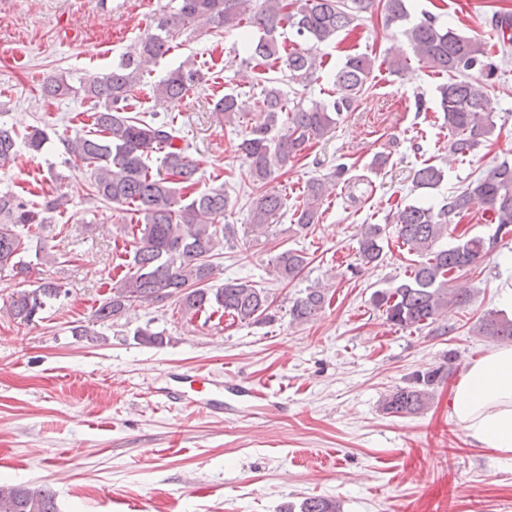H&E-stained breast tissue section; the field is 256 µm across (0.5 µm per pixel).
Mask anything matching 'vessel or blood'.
<instances>
[{
	"label": "vessel or blood",
	"instance_id": "vessel-or-blood-1",
	"mask_svg": "<svg viewBox=\"0 0 512 512\" xmlns=\"http://www.w3.org/2000/svg\"><path fill=\"white\" fill-rule=\"evenodd\" d=\"M191 380V374L173 373L154 392L167 402L214 416H235L246 411L267 415L277 407L268 392L248 381L214 379L208 391L199 395L188 390Z\"/></svg>",
	"mask_w": 512,
	"mask_h": 512
}]
</instances>
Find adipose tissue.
<instances>
[{"label":"adipose tissue","mask_w":512,"mask_h":512,"mask_svg":"<svg viewBox=\"0 0 512 512\" xmlns=\"http://www.w3.org/2000/svg\"><path fill=\"white\" fill-rule=\"evenodd\" d=\"M451 416L476 445L512 454V346L471 364L454 389Z\"/></svg>","instance_id":"ef3b65f1"}]
</instances>
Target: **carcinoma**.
<instances>
[{"label": "carcinoma", "instance_id": "obj_1", "mask_svg": "<svg viewBox=\"0 0 512 512\" xmlns=\"http://www.w3.org/2000/svg\"><path fill=\"white\" fill-rule=\"evenodd\" d=\"M410 0H181L179 9L153 20L154 32L141 42L138 57L123 59L102 77L88 79L83 92L93 102L92 130L65 141L66 151L90 166L93 196L125 205L137 215L126 225V243L132 250L131 271L110 287V296L95 310L94 318L109 321L138 303H159L174 298L182 316L192 318L208 307H217L235 322L260 324L275 317L268 289L252 280L233 279L210 286L224 243L237 239L234 226L224 223L230 200L222 188L198 189V166L181 142L171 121L146 120L128 115L129 100L144 74L166 56L173 42L189 27L220 33L242 29L258 36L247 40L248 60L257 66L282 63L292 79H305L321 66L313 49L336 42L340 33L356 28L360 14L376 11L388 23H406V37L418 61L449 76L438 88L444 124L448 126V150L464 156L493 134L495 122L490 107V87L498 66L476 37L464 36L423 12L411 19ZM492 24L498 33L501 52L512 54V14L494 12ZM289 29L310 44L304 49H287L279 40ZM374 59L366 54H347L333 74L336 88L329 101L309 106L298 103L287 109L279 80L271 78L260 101L264 123L241 138L237 151L244 157L254 184V197L243 236L274 235L275 221L284 199L261 190L273 172L288 165L308 148L336 129L364 92ZM203 78L196 62L187 59L155 85V95L169 102L183 98ZM46 97L61 98L71 91L63 77L50 76L41 87ZM212 112L224 123L233 124L241 113L238 96L226 93L212 102ZM46 130L34 128L26 145L40 152L48 142ZM17 153L15 130L0 123V163ZM163 154L164 172H152L149 160ZM349 167L336 164L322 179L306 183L303 204L296 210L289 230L306 233L319 223L321 205L336 185L358 184L349 178ZM444 180L442 168L424 164L414 173L417 188H434ZM66 204L63 195L46 198L35 207L11 192L0 193V271L26 275L32 227H43L48 214ZM481 207L487 214L491 234L458 232L452 245L445 244L455 219H463ZM395 238L399 247L418 260L408 266L404 278L375 291L372 306L388 323L402 329L428 327L443 336L448 327L438 323L450 306L471 302L470 291L454 284L456 274L491 255L501 242L512 237V162L504 160L481 173L465 187L434 206L406 205L397 208L390 224L360 227L357 261L370 265L382 261L385 244ZM309 265L302 250L285 249L275 257L281 282L288 283ZM62 285L47 280L31 290L16 293L9 315L28 324L47 305L58 299ZM331 285L317 282L304 289L289 309L291 321L303 323L330 306ZM477 334L500 343H512V317L502 312L485 314ZM453 357L415 372L407 385L387 393L381 410L390 416H417L426 411L434 391L452 372ZM0 512H57L55 493L48 489L0 484ZM288 512H340L336 500L324 496L304 499L299 510Z\"/></svg>", "mask_w": 512, "mask_h": 512}]
</instances>
